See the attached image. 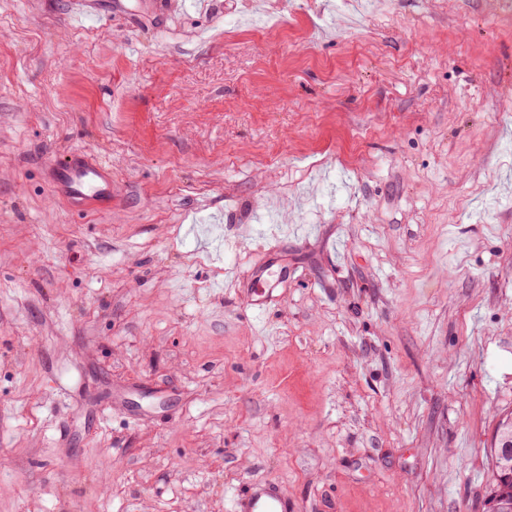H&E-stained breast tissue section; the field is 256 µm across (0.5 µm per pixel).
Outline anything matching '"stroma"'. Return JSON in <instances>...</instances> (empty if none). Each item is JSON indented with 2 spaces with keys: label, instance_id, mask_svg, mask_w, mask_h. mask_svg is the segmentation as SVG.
I'll use <instances>...</instances> for the list:
<instances>
[{
  "label": "stroma",
  "instance_id": "stroma-1",
  "mask_svg": "<svg viewBox=\"0 0 512 512\" xmlns=\"http://www.w3.org/2000/svg\"><path fill=\"white\" fill-rule=\"evenodd\" d=\"M90 2L0 0V512H485L512 17ZM77 149L111 205L52 183ZM236 512H292L293 505L273 485L251 484L237 494Z\"/></svg>",
  "mask_w": 512,
  "mask_h": 512
}]
</instances>
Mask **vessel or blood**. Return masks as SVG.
Segmentation results:
<instances>
[{
	"instance_id": "vessel-or-blood-1",
	"label": "vessel or blood",
	"mask_w": 512,
	"mask_h": 512,
	"mask_svg": "<svg viewBox=\"0 0 512 512\" xmlns=\"http://www.w3.org/2000/svg\"><path fill=\"white\" fill-rule=\"evenodd\" d=\"M55 183L78 207L111 197L112 171L86 153L74 152L52 164ZM235 512H293V506L273 485L252 484L237 494Z\"/></svg>"
}]
</instances>
